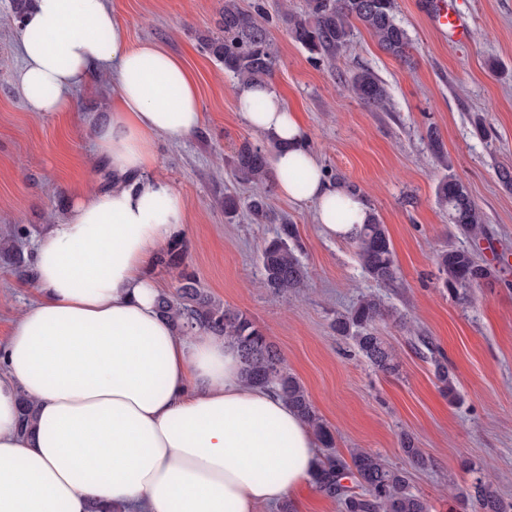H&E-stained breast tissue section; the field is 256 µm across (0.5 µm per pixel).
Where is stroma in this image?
<instances>
[{
    "instance_id": "1",
    "label": "stroma",
    "mask_w": 512,
    "mask_h": 512,
    "mask_svg": "<svg viewBox=\"0 0 512 512\" xmlns=\"http://www.w3.org/2000/svg\"><path fill=\"white\" fill-rule=\"evenodd\" d=\"M471 19L465 44L443 40L421 16L417 0H396L397 18L413 40L410 63L383 53L363 27L336 58L312 62L288 33L282 8L300 12L306 0H239L262 5L275 52L271 86L298 112L311 149L329 176L356 186L385 224L396 278L381 283L362 269L352 242L323 236L312 206L272 194L269 218L224 216L225 190L248 198L228 162L242 142L264 143L242 119L236 81L199 44L217 32L223 0H109L131 44L165 47L199 82L204 122L195 133L159 138L150 175L182 197L186 262L203 288L225 307L250 317L281 352L284 367L306 389L348 455L363 448L408 471L413 492L432 512H462L454 500L470 476L464 462L487 466L493 487L512 500V189L498 179L512 166V0H457ZM12 0H0V229L27 227L24 249L64 215L68 201L110 185L96 160L88 118L108 110L112 83L77 90L68 111H30L13 77L21 66L16 28L7 23ZM387 86L386 109L352 92L359 69ZM439 132L447 162L433 154L426 132ZM453 171L482 211L487 239L464 238L448 221L436 186ZM296 224L299 258L309 272L303 288L277 297L263 288L259 250L282 221ZM466 248L498 272L497 281L460 297L443 287L437 255ZM380 296L405 319L377 331L396 349L400 373L378 371L332 324L364 295ZM23 275L0 265V341L31 304ZM438 347L458 381L460 399L438 388L421 338ZM410 433L431 461L411 467L400 444Z\"/></svg>"
}]
</instances>
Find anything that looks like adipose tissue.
<instances>
[{
  "label": "adipose tissue",
  "instance_id": "ef3b65f1",
  "mask_svg": "<svg viewBox=\"0 0 512 512\" xmlns=\"http://www.w3.org/2000/svg\"><path fill=\"white\" fill-rule=\"evenodd\" d=\"M17 51L16 83L36 112L66 111L76 89L111 79L112 110L90 123L112 184L80 195L39 236L36 298L0 344V512L280 504L310 482L316 436L276 393L244 384L236 345L162 316L150 277L186 220L180 195L149 175L155 143L201 126L194 78L158 45L129 44L106 0H34ZM236 100L280 144V193L313 206L326 237L354 238L368 206L327 178L298 113L267 84L238 86ZM24 398L33 424L23 432Z\"/></svg>",
  "mask_w": 512,
  "mask_h": 512
}]
</instances>
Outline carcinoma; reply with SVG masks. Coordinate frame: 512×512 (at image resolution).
<instances>
[{
  "label": "carcinoma",
  "instance_id": "carcinoma-1",
  "mask_svg": "<svg viewBox=\"0 0 512 512\" xmlns=\"http://www.w3.org/2000/svg\"><path fill=\"white\" fill-rule=\"evenodd\" d=\"M289 34L313 58L334 59L349 44L355 24H361L374 38L379 49L396 60L411 59L412 40L396 18L395 0H307L305 14L288 12L282 15ZM219 33L199 37L203 50L224 66V71L240 83L264 82L271 76L274 55L268 32L260 14L242 9L238 0H224L219 13ZM351 89L364 104L383 108L389 93L385 83L372 71L360 70L351 77ZM276 143L243 142L232 160L236 183L250 186L259 193L246 204L233 194L224 195V215L233 218L246 207L256 221L266 218V199L274 186L270 156ZM439 204L448 211L449 223L465 236L480 239L487 236L484 217L466 187L455 175L448 173L436 190ZM27 230L15 226L0 241V260L19 272H28L29 259L20 246ZM356 254L367 275L379 282L395 278L392 243L387 228L377 214L370 213L354 239ZM296 226L279 225L275 237L261 251L264 285L275 294L286 295L305 285L308 272L302 265ZM186 245L175 240L157 258V265L177 272L176 294H161L158 306L178 330L199 327L231 340L239 349L242 372L247 383L279 393L288 406L311 425L325 448L323 459L313 475V484L321 492L338 499L341 512H430L422 495L413 492L407 473L389 465L381 456L357 448L345 458L335 452L333 431L319 416L306 390L283 366L277 348L260 327L247 315L224 308L199 286L195 274L185 263ZM440 279L444 286L458 293L497 278L496 270L478 262L465 248H452L437 256ZM399 318L377 296H366L345 315L336 318L334 329L350 338L358 351L379 371L399 373L400 362L395 348L377 334L374 324L385 318ZM435 375L442 392L453 403L458 391L448 366L434 360ZM401 447L408 461L426 468L430 460L409 434L401 436ZM471 475L467 489L455 498L465 508L477 512H512V501L503 499L490 484L482 466L467 465ZM353 477L355 486L343 484Z\"/></svg>",
  "mask_w": 512,
  "mask_h": 512
}]
</instances>
